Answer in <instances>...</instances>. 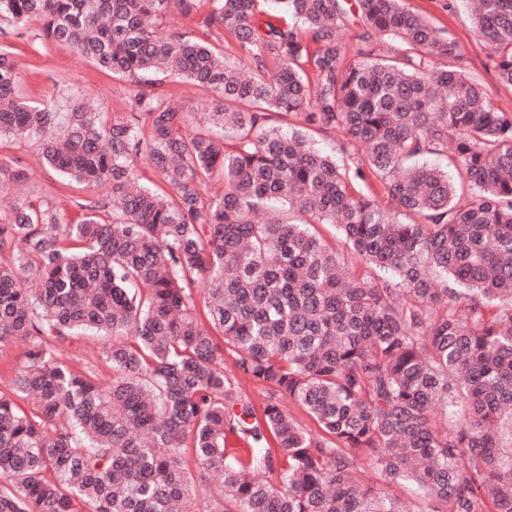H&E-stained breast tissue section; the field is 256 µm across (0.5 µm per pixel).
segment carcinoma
Masks as SVG:
<instances>
[{
    "instance_id": "1",
    "label": "carcinoma",
    "mask_w": 512,
    "mask_h": 512,
    "mask_svg": "<svg viewBox=\"0 0 512 512\" xmlns=\"http://www.w3.org/2000/svg\"><path fill=\"white\" fill-rule=\"evenodd\" d=\"M262 3L0 0L135 85L122 118L32 104L0 53V141L106 189L45 199L0 166V342L25 347L0 512H512V111L403 0ZM460 7L511 90L512 0ZM174 8L197 35L157 34ZM170 78L220 104L179 109ZM78 334L110 381L61 358Z\"/></svg>"
}]
</instances>
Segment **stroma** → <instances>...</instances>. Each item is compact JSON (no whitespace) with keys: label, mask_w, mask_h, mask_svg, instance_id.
<instances>
[{"label":"stroma","mask_w":512,"mask_h":512,"mask_svg":"<svg viewBox=\"0 0 512 512\" xmlns=\"http://www.w3.org/2000/svg\"><path fill=\"white\" fill-rule=\"evenodd\" d=\"M444 0H405L408 9L430 18L439 28L449 31L462 54V63L472 78L493 86L495 77L485 67L487 50L474 33L465 13L448 14ZM14 53L21 77L20 91L33 102L52 97L68 98L91 96L98 100L101 111L121 117L129 110L134 91L130 81L113 78L100 71L92 62L79 57L66 45L46 40L38 25L20 28L0 25V49ZM20 161L29 176V183L37 195L43 197H89L83 185L62 182L45 163L35 141L0 142V163Z\"/></svg>","instance_id":"stroma-1"}]
</instances>
